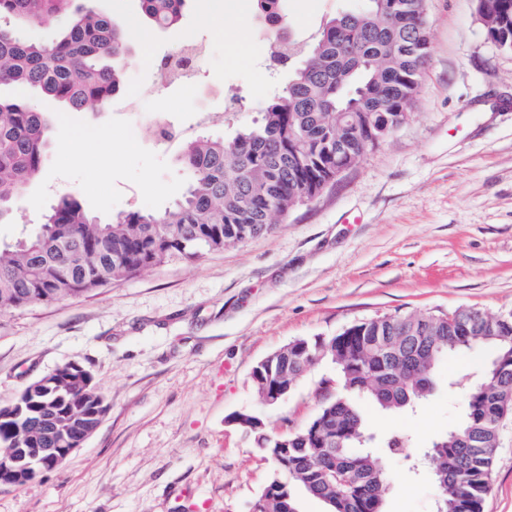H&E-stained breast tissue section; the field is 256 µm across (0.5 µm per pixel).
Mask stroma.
<instances>
[{
  "mask_svg": "<svg viewBox=\"0 0 512 512\" xmlns=\"http://www.w3.org/2000/svg\"><path fill=\"white\" fill-rule=\"evenodd\" d=\"M300 38L348 0H286ZM223 16V30L201 15ZM431 59L413 116L268 234L174 261L97 293L0 314V407L58 367L88 369L106 399L98 430L60 467L0 488V512H251L270 475L230 416L268 431L303 427L335 368L312 366L286 400L261 403L251 373L297 339L333 336L366 319L462 307L512 309V51L484 30L476 0H428ZM209 57L199 88L162 80L187 40ZM124 90L101 108L51 102L52 143L40 177L0 223V243L41 223L63 193L102 219L158 211L185 189L183 140L231 137L280 86L254 0H190L177 28L133 43ZM151 97L141 98L138 88ZM167 104L183 133L166 145L137 134ZM488 351L445 361L417 412L369 414L378 441L426 447L463 418L450 384L478 379ZM390 490L382 512H433L438 489L381 447ZM484 512H512V416L501 427Z\"/></svg>",
  "mask_w": 512,
  "mask_h": 512,
  "instance_id": "1",
  "label": "stroma"
}]
</instances>
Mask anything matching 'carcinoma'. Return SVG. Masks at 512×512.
<instances>
[{"label": "carcinoma", "mask_w": 512, "mask_h": 512, "mask_svg": "<svg viewBox=\"0 0 512 512\" xmlns=\"http://www.w3.org/2000/svg\"><path fill=\"white\" fill-rule=\"evenodd\" d=\"M188 0H140L150 28L179 24ZM284 0H264L270 21V66L288 78L260 117L230 140L201 135L184 144L180 161L190 178L184 194L158 212L130 210L110 221L89 214L72 194H61L44 222L12 245H0V313L36 303L86 296L144 270L207 253L270 232L295 206L336 179V165L357 164V137L378 133L411 114L430 60L425 0H357L326 20L308 39L290 40ZM65 16L50 42L25 35L30 24ZM485 29L512 45V0L478 9ZM129 41L95 0H0V87L23 88L84 112L126 84ZM52 117L35 99L0 96V222L14 199L41 174ZM349 141L347 157L332 156L328 140ZM489 348L480 380L465 390L458 427L437 437L424 456L439 486L436 512H483L503 417L512 411V318L476 308L450 314L403 312L360 321L323 340L298 339L273 353L253 381L261 400L290 394L296 377L321 360L336 367V394L307 425L288 433V445L263 429L256 414L238 415L241 427L270 464L259 512H297L296 491L323 501L329 512H381L389 476L369 441L360 404L401 412L423 403L437 386L448 355ZM31 407L40 421L55 408V426L75 415L99 413L95 402L69 385H50ZM18 419L0 420V462Z\"/></svg>", "instance_id": "1"}]
</instances>
